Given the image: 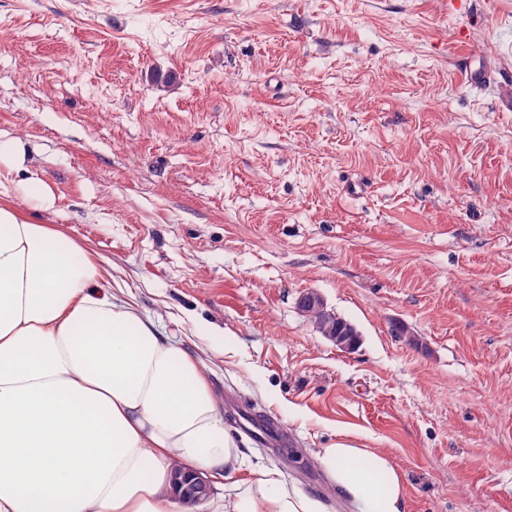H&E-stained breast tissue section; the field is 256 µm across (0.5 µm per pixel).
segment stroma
<instances>
[{
  "label": "stroma",
  "mask_w": 512,
  "mask_h": 512,
  "mask_svg": "<svg viewBox=\"0 0 512 512\" xmlns=\"http://www.w3.org/2000/svg\"><path fill=\"white\" fill-rule=\"evenodd\" d=\"M0 25L13 202L200 360L239 478L357 512L316 456L346 439L406 512H512V0H0Z\"/></svg>",
  "instance_id": "35a3bbf8"
}]
</instances>
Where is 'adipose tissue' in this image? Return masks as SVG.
<instances>
[{
	"label": "adipose tissue",
	"mask_w": 512,
	"mask_h": 512,
	"mask_svg": "<svg viewBox=\"0 0 512 512\" xmlns=\"http://www.w3.org/2000/svg\"><path fill=\"white\" fill-rule=\"evenodd\" d=\"M242 459L198 361L0 198V512H185L176 462L223 479L213 512H321L277 471L237 479ZM318 461L359 512H403L387 456L341 441Z\"/></svg>",
	"instance_id": "ef3b65f1"
}]
</instances>
